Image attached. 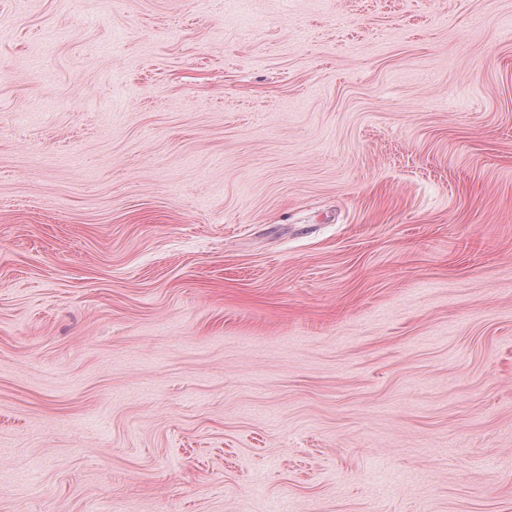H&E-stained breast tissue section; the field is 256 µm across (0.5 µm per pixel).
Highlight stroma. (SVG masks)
Here are the masks:
<instances>
[{
    "label": "stroma",
    "instance_id": "35a3bbf8",
    "mask_svg": "<svg viewBox=\"0 0 512 512\" xmlns=\"http://www.w3.org/2000/svg\"><path fill=\"white\" fill-rule=\"evenodd\" d=\"M512 512V0H0V512Z\"/></svg>",
    "mask_w": 512,
    "mask_h": 512
}]
</instances>
